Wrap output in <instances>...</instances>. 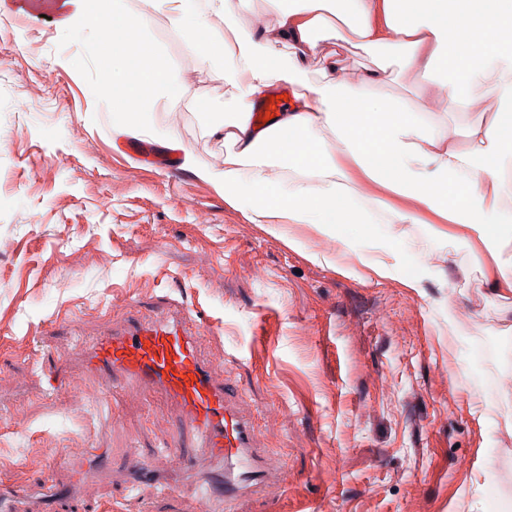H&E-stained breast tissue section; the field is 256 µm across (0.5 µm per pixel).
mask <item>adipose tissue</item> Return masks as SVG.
<instances>
[{"instance_id": "1", "label": "adipose tissue", "mask_w": 512, "mask_h": 512, "mask_svg": "<svg viewBox=\"0 0 512 512\" xmlns=\"http://www.w3.org/2000/svg\"><path fill=\"white\" fill-rule=\"evenodd\" d=\"M275 32L245 29L250 0H145L137 12L107 11L106 0H61L58 30L96 40L102 72L111 76L102 100L112 127L140 134L152 108L182 93L151 37L155 15L191 38V46L224 84V107L211 127L223 137V168L183 166L215 185L250 222L278 235L286 224H313L347 248L358 229L402 250L393 224L440 225L474 233L495 267L492 285L512 291V0H269ZM498 42H491L489 30ZM356 41L375 51L377 67L362 85L348 83L337 56L322 79L309 62L322 46ZM287 44V55L273 46ZM399 61L435 86L449 110L495 98L498 113L469 125L473 151L458 148L443 129L393 97H365L379 72ZM294 87L288 111L267 125L253 121L259 99L277 85ZM289 170L271 176L272 165ZM379 186L366 199L355 185Z\"/></svg>"}]
</instances>
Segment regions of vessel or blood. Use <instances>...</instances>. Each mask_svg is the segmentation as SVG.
Returning a JSON list of instances; mask_svg holds the SVG:
<instances>
[{
  "instance_id": "vessel-or-blood-1",
  "label": "vessel or blood",
  "mask_w": 512,
  "mask_h": 512,
  "mask_svg": "<svg viewBox=\"0 0 512 512\" xmlns=\"http://www.w3.org/2000/svg\"><path fill=\"white\" fill-rule=\"evenodd\" d=\"M187 321L184 311L170 310L81 341L80 370L132 395L160 392L180 407L195 431L193 450L178 445L166 450L169 457L186 462L178 479L154 475L136 459L130 465L129 486L170 493L176 483L186 482L195 486L203 512H210L218 501L225 512H232L243 499L279 483L282 471L259 448L254 424L240 412L223 376L200 357ZM32 371L46 381L50 393L81 390L67 366L43 358L33 364ZM71 463L85 478L107 467L100 448L78 452Z\"/></svg>"
}]
</instances>
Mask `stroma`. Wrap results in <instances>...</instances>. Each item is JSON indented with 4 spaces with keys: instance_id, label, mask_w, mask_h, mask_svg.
<instances>
[{
    "instance_id": "obj_1",
    "label": "stroma",
    "mask_w": 512,
    "mask_h": 512,
    "mask_svg": "<svg viewBox=\"0 0 512 512\" xmlns=\"http://www.w3.org/2000/svg\"><path fill=\"white\" fill-rule=\"evenodd\" d=\"M152 36L182 94L135 143L223 168L208 133L223 82L164 16ZM102 81L92 35L60 37L0 0V491L65 488L60 449L102 448L88 512H200L185 488L125 489L133 457L175 469L158 448L192 434L174 403L107 397L92 378L49 396L29 375L37 356L70 363L79 341L179 305L286 476L237 512H512V292L490 288L483 246L454 224L440 239L392 225L397 256L371 239L344 250L312 224L271 235L190 171L117 153L111 110L86 93ZM375 91L451 131L497 109L429 110L432 87L396 63ZM365 258L432 273L409 288Z\"/></svg>"
}]
</instances>
